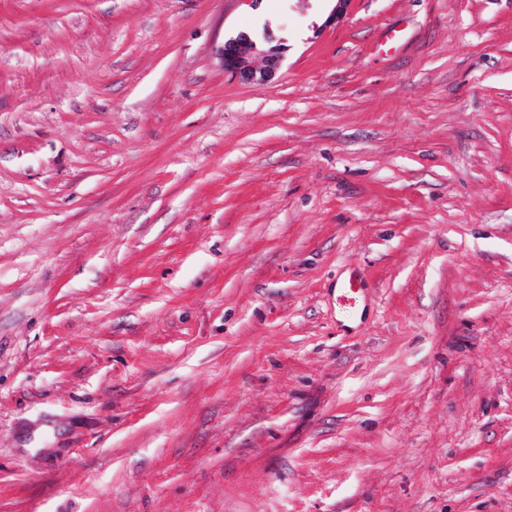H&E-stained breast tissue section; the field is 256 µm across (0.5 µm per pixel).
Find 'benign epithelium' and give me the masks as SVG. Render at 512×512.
<instances>
[{
  "label": "benign epithelium",
  "instance_id": "7a95c632",
  "mask_svg": "<svg viewBox=\"0 0 512 512\" xmlns=\"http://www.w3.org/2000/svg\"><path fill=\"white\" fill-rule=\"evenodd\" d=\"M285 48L269 45L268 35L257 41L247 34H241L224 42V71L242 82H265L279 69ZM261 59L263 66L255 64Z\"/></svg>",
  "mask_w": 512,
  "mask_h": 512
}]
</instances>
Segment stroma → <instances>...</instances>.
<instances>
[{"label":"stroma","instance_id":"obj_1","mask_svg":"<svg viewBox=\"0 0 512 512\" xmlns=\"http://www.w3.org/2000/svg\"><path fill=\"white\" fill-rule=\"evenodd\" d=\"M332 8L0 0V512H512V0ZM268 43L266 32L260 42L247 34L228 39L224 42V71L247 83L270 80L280 67L285 48L267 46ZM257 58L261 59L262 67L255 64Z\"/></svg>","mask_w":512,"mask_h":512}]
</instances>
